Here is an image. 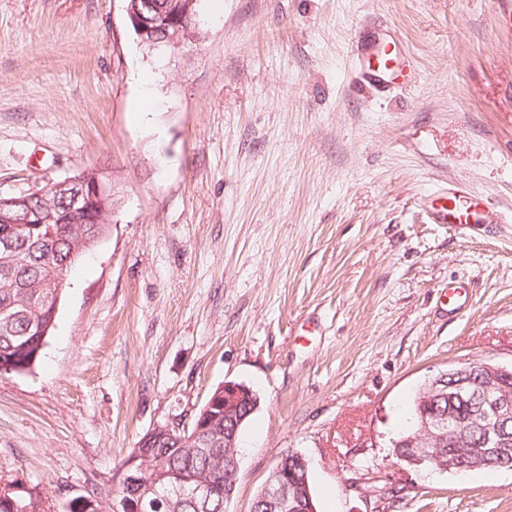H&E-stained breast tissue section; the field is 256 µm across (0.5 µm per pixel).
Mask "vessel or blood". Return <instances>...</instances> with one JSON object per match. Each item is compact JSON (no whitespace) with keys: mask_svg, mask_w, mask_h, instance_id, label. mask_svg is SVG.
<instances>
[{"mask_svg":"<svg viewBox=\"0 0 512 512\" xmlns=\"http://www.w3.org/2000/svg\"><path fill=\"white\" fill-rule=\"evenodd\" d=\"M383 28V23H368L363 32L355 35L352 52L361 83L384 91L404 82L407 74L397 41L385 34ZM431 207L435 221L440 224L471 226L488 218L482 197L465 190L451 189L438 194Z\"/></svg>","mask_w":512,"mask_h":512,"instance_id":"1","label":"vessel or blood"}]
</instances>
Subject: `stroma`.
I'll return each instance as SVG.
<instances>
[{"label": "stroma", "instance_id": "stroma-1", "mask_svg": "<svg viewBox=\"0 0 512 512\" xmlns=\"http://www.w3.org/2000/svg\"><path fill=\"white\" fill-rule=\"evenodd\" d=\"M202 39L149 54L121 0H0V193L88 168L121 197L67 276L39 361L0 376V483L36 512L98 492L137 441L225 382L260 406L226 512L282 454L318 512H512V471L393 454L441 371L512 364V22L492 0H200ZM387 21L413 79L361 86ZM456 186L491 223H434ZM467 288L466 304L448 288Z\"/></svg>", "mask_w": 512, "mask_h": 512}]
</instances>
